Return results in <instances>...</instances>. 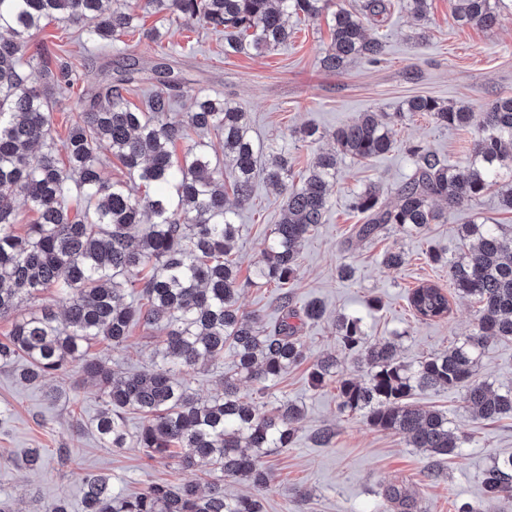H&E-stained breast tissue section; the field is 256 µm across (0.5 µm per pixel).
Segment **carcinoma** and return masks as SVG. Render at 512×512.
Instances as JSON below:
<instances>
[{"instance_id": "carcinoma-1", "label": "carcinoma", "mask_w": 512, "mask_h": 512, "mask_svg": "<svg viewBox=\"0 0 512 512\" xmlns=\"http://www.w3.org/2000/svg\"><path fill=\"white\" fill-rule=\"evenodd\" d=\"M502 3L453 0V15L463 25L492 29ZM429 6V0H403L421 25ZM143 14L201 21L224 36V52L258 54L288 40V17L316 20L326 14L331 43L322 64L337 73L358 60L380 61L385 44L366 35L360 13L335 0H0V317H14L10 335L0 341V366L16 368L20 379L33 383L75 367L98 388L101 409L91 425L103 447L128 446L124 414L132 412L145 420L135 440L149 459L185 448L183 466H205L204 492L196 483L151 482L133 495L114 494L108 477L92 475L85 512H262L257 497L224 496V479L266 488L262 458L293 444L304 411L286 399L269 409L248 404L237 381L248 379L262 391L274 386L303 361L301 325L323 310L316 303L297 309L286 293L272 323L241 309L242 284L231 259L239 213L228 197L244 204L258 179L284 189L281 218L265 238L252 276L286 285L296 275L302 242L328 209L339 160L367 162L392 151L394 121L363 112L337 128L333 150L318 154L296 185L288 182V155L257 144L241 108L166 72L162 88L133 105L126 98V85L134 80L130 70L94 95L78 97L67 135L57 141L52 96L74 87L73 69L49 57L33 42L34 34L57 20L106 48L141 28ZM183 97L193 100L186 113L177 110ZM418 112L447 127L474 119L465 107L431 96L408 99L395 118ZM211 132L222 137L220 156L206 140ZM101 143L145 187L144 194L102 178ZM406 152L414 170L395 203L383 201L375 185L357 194L365 221L355 227L356 237L372 238L388 224L422 233L443 216L435 202L454 210L494 186L502 208L512 211L511 96L496 98L482 113L465 167L448 165L423 145L409 144ZM19 198L36 215L22 234L15 228ZM458 238L456 253L431 254L448 268V286L420 285L408 302L428 321L447 316L449 288L474 299L479 309L470 334L411 367L400 361L394 342H367L362 317L342 316L336 339L367 367L366 375H340L334 356L317 360L310 371L316 387L337 383L341 409L363 412L373 427L402 435L407 447L423 449L439 463L458 454L466 438L447 412L414 407L415 392L460 391L466 407L487 421L512 413V391L501 394L473 380L488 339L512 337V233L477 222L461 225ZM50 288L61 312L42 306L19 313L23 303ZM137 323L164 333L151 368L118 377L106 357L87 353L95 340L124 346ZM226 349L233 356L232 374L224 376L216 396L196 397L183 375ZM44 465L41 449H29L23 468L37 472ZM482 486L490 506L512 500V455L483 473Z\"/></svg>"}]
</instances>
